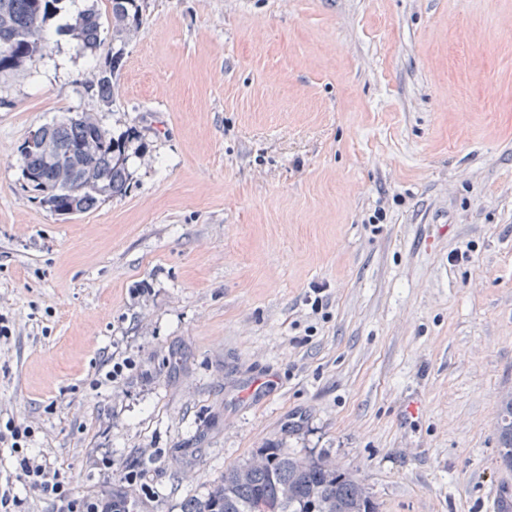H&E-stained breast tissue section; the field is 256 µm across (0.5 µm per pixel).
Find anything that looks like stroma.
Here are the masks:
<instances>
[{
	"label": "stroma",
	"instance_id": "1",
	"mask_svg": "<svg viewBox=\"0 0 512 512\" xmlns=\"http://www.w3.org/2000/svg\"><path fill=\"white\" fill-rule=\"evenodd\" d=\"M140 4L110 108L90 82L112 42L80 49L69 7L0 75V424L138 512H182L270 441L378 512H499L512 0ZM68 112L134 151L126 194L66 219L20 148Z\"/></svg>",
	"mask_w": 512,
	"mask_h": 512
}]
</instances>
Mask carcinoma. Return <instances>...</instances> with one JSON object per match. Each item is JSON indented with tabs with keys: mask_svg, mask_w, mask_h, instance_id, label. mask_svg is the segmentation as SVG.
Wrapping results in <instances>:
<instances>
[{
	"mask_svg": "<svg viewBox=\"0 0 512 512\" xmlns=\"http://www.w3.org/2000/svg\"><path fill=\"white\" fill-rule=\"evenodd\" d=\"M63 0H0V73L14 70L39 55L49 17ZM107 14L82 13L67 28L91 51L102 42L105 23L118 41L142 24L138 0H107ZM122 49H112L96 66L92 88L108 105L115 100ZM53 152L21 148L23 173L31 191L59 216L85 213L129 187L130 137L115 136L95 116L68 117L45 127ZM498 434L503 464L512 468V395L500 400ZM378 512L368 488L357 475L321 458L297 456L271 444L231 467L206 498L184 512Z\"/></svg>",
	"mask_w": 512,
	"mask_h": 512,
	"instance_id": "obj_1",
	"label": "carcinoma"
}]
</instances>
